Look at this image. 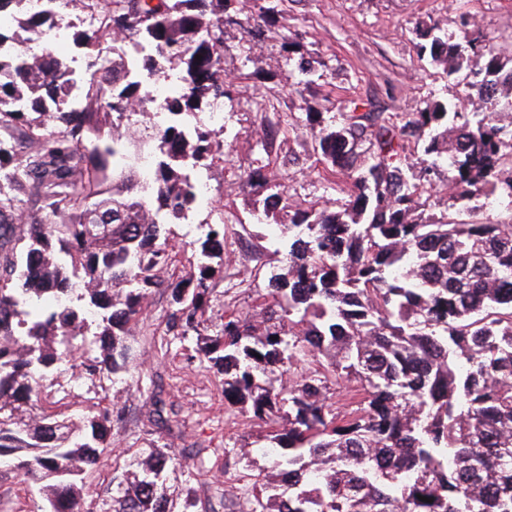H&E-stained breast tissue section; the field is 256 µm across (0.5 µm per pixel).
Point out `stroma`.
Masks as SVG:
<instances>
[{"label":"stroma","mask_w":512,"mask_h":512,"mask_svg":"<svg viewBox=\"0 0 512 512\" xmlns=\"http://www.w3.org/2000/svg\"><path fill=\"white\" fill-rule=\"evenodd\" d=\"M479 27L487 44L512 45V0H284L274 25L255 34L244 14L224 15V75L229 97L224 102V131L212 146L213 161L203 175L209 190L188 222L172 225L175 239L196 235L201 221L224 223V276L211 297L207 324L218 328L225 307L240 315L257 313L271 272L286 262V252L265 230L267 222L255 196L239 189L243 173L258 170L285 184L293 199L322 206L336 201V190L320 177L314 141L302 119L322 113L325 120L350 112L356 98H369L382 112H413L423 101L464 94L459 76L418 59L415 44L420 27L439 23L455 43H462L461 20ZM296 33L316 70L314 83L295 91L297 61L283 46ZM266 103L280 123L271 135L270 150L257 144L260 115ZM170 295L156 292L142 321L133 329L130 373L93 386L77 381L74 363L55 368L51 377L56 398L79 419L107 408L112 413L111 446L87 475L81 512H99L139 452L158 443L165 455L201 471L183 487L171 481L174 502L185 496L206 500L214 482L233 495L239 476L265 472L271 487L280 479L273 459L261 452L270 424L232 409L224 399V377L210 368L197 350L196 336L178 341L166 330ZM179 412V424L167 428L152 417L151 390ZM232 438L252 448L251 456H225L224 441ZM207 448L195 456L196 445ZM46 501L37 483L25 480L12 464L0 461V512H43Z\"/></svg>","instance_id":"obj_1"}]
</instances>
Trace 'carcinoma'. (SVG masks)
Wrapping results in <instances>:
<instances>
[{
  "mask_svg": "<svg viewBox=\"0 0 512 512\" xmlns=\"http://www.w3.org/2000/svg\"><path fill=\"white\" fill-rule=\"evenodd\" d=\"M75 2L101 25L74 31V44L130 38L118 47L124 61L78 85V106L67 101L74 73L54 52L0 58L12 74L0 79V104L30 100L0 109V456L41 483L52 512H79L112 413L81 426L60 417L44 406L47 374L79 351L86 381L129 372L131 325L159 288L170 291L167 332L201 334L224 270V225L205 223L184 242L198 274L174 278L169 226L197 202L187 164L210 156L215 130L199 115L224 83L232 0ZM278 13L277 0H254L248 18L260 27ZM58 24L45 6L0 28V43L22 47ZM464 38L482 69H469L456 44L438 55L448 34L436 24L420 30L416 52L470 76L469 112L431 99L407 113L361 102L334 124L306 113L327 181L347 176L336 208H295L285 186L242 178L279 220L288 264L268 277L260 323L226 309L199 351L224 373L226 401L258 420L288 407L264 450L288 473V491L265 496L252 476L237 494L249 512H512V177L502 178L512 122L499 119L512 112V54L477 29ZM164 71L178 82L165 123L123 135L128 108ZM444 165L456 213L473 214L482 199L509 204L507 216L483 224L426 212ZM134 465L100 512H173L169 474L189 479L191 467L155 446Z\"/></svg>",
  "mask_w": 512,
  "mask_h": 512,
  "instance_id": "1",
  "label": "carcinoma"
}]
</instances>
